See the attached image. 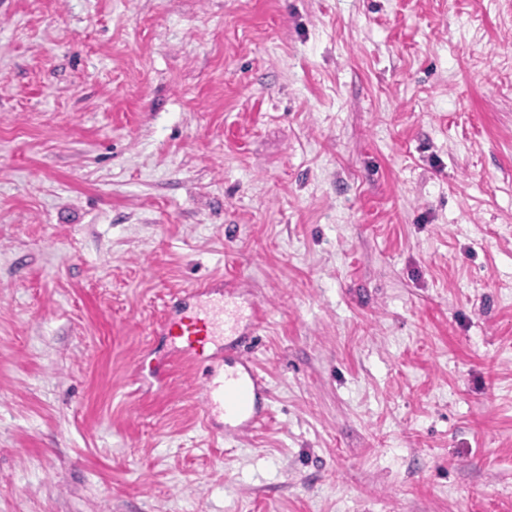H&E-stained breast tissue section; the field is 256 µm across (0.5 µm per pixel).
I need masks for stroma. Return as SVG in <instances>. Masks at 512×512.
Segmentation results:
<instances>
[{
    "mask_svg": "<svg viewBox=\"0 0 512 512\" xmlns=\"http://www.w3.org/2000/svg\"><path fill=\"white\" fill-rule=\"evenodd\" d=\"M0 512H512V0H0ZM236 290L225 289L222 299L217 302L203 301L177 320H164L160 329L181 345L179 354L190 363L200 360L210 362L213 367L219 360L218 346L229 336H242L243 328L250 326L252 335L266 314V310L256 302L247 306L238 301ZM215 347V348H214ZM205 418L219 408L224 413L226 428L238 430L260 422L262 411L258 406L261 393H266L265 380L257 372L253 361L241 350L238 366L224 371V377L206 386Z\"/></svg>",
    "mask_w": 512,
    "mask_h": 512,
    "instance_id": "obj_1",
    "label": "stroma"
}]
</instances>
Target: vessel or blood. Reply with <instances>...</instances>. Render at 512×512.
I'll list each match as a JSON object with an SVG mask.
<instances>
[{"mask_svg":"<svg viewBox=\"0 0 512 512\" xmlns=\"http://www.w3.org/2000/svg\"><path fill=\"white\" fill-rule=\"evenodd\" d=\"M208 283L193 288L197 305L176 320H164L160 328L179 343L183 359L217 363L218 348L226 337L242 335L245 327H257L266 314L258 303L241 304L235 289H225L220 301H207ZM266 390L265 380L252 360L240 357L237 367L225 371L221 380L206 387V410L221 409L228 429L238 430L260 422L258 398Z\"/></svg>","mask_w":512,"mask_h":512,"instance_id":"1","label":"vessel or blood"}]
</instances>
